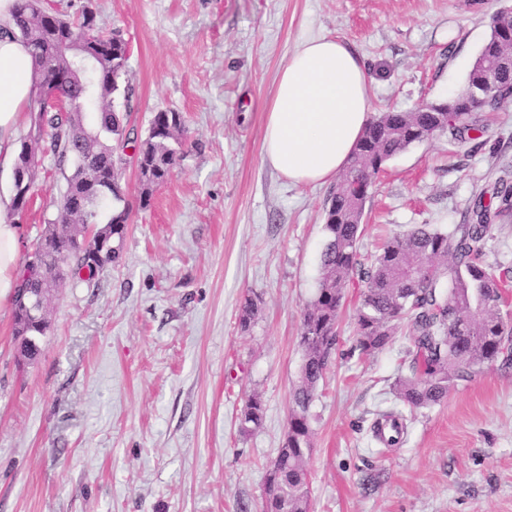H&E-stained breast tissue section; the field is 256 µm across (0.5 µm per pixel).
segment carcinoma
Wrapping results in <instances>:
<instances>
[{
    "label": "carcinoma",
    "instance_id": "1",
    "mask_svg": "<svg viewBox=\"0 0 512 512\" xmlns=\"http://www.w3.org/2000/svg\"><path fill=\"white\" fill-rule=\"evenodd\" d=\"M15 34L31 50L34 82L27 116L38 152L50 154L59 169L70 164L66 188L56 216L47 221L35 249L20 274L14 300V328L19 348L29 359L40 354V345L27 338L46 334L48 326L29 324L21 314L22 289L44 287L40 267L63 261L68 278L92 286L106 268L119 264L127 224L116 222L105 211L108 203L129 204L121 185L104 184L102 198L78 206L71 200L74 184L114 164L119 170L138 160L140 207L150 202L154 186L163 183L178 164L185 144L186 127L179 112H157L146 139L133 147L127 130L130 106L114 108L119 81L125 74L126 46L116 33L100 32L95 12L86 7L78 20L47 11L40 0H15ZM96 55L95 67L74 69L73 47ZM512 54V13L492 17L491 35L483 46L463 88L464 112L389 110L371 119L359 140L326 208V242L320 257V281L314 300L304 314L300 345L303 362L299 384L293 389V409L288 417L285 444L265 478L263 512H309V479L305 468L311 449L309 411L336 349L339 311L345 289L357 278L364 283L357 312L355 349L371 356L384 350L399 325L407 326L412 347L408 350L409 374L399 378L397 400L410 413L430 408L472 374L496 363L512 366V324L500 313L508 279L495 278L484 263L486 243L493 222L512 210V181L497 182L498 207L479 201L472 213L448 229L415 226L393 236L369 264L359 260L361 222L369 189L390 157L404 151L428 131L462 141L484 132L479 113L483 103L501 107L500 86L512 83V63L507 61L487 79L488 62ZM57 88L66 100L61 112H40L36 102L47 86ZM39 161L17 152L15 195L35 182ZM418 267L420 275L407 277ZM264 414L260 396H251L240 418V431H251ZM406 418L395 412L381 414L373 425L376 440L387 447L402 442Z\"/></svg>",
    "mask_w": 512,
    "mask_h": 512
}]
</instances>
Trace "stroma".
I'll use <instances>...</instances> for the list:
<instances>
[{
    "label": "stroma",
    "mask_w": 512,
    "mask_h": 512,
    "mask_svg": "<svg viewBox=\"0 0 512 512\" xmlns=\"http://www.w3.org/2000/svg\"><path fill=\"white\" fill-rule=\"evenodd\" d=\"M91 5L128 42L131 135L161 110L183 113L190 143L140 208L135 167L123 257L96 287L64 283L32 361L13 307L0 306V512H261L302 364L333 183L294 185L263 164L265 103L305 38H343L365 61L373 112L450 97L512 0H44L65 16ZM512 174V99L481 138L445 135L388 160L367 199L360 253L412 226L459 223ZM65 173L44 157L19 216L29 252ZM493 275L512 269V213L486 247ZM361 289L347 288L338 343L310 407L309 512H512V367L476 372L414 414L400 447L373 437L399 408L406 330L351 354ZM258 314L239 317L245 298ZM259 394L262 425L239 418Z\"/></svg>",
    "instance_id": "stroma-1"
}]
</instances>
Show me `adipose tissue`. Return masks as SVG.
<instances>
[{
	"label": "adipose tissue",
	"instance_id": "adipose-tissue-1",
	"mask_svg": "<svg viewBox=\"0 0 512 512\" xmlns=\"http://www.w3.org/2000/svg\"><path fill=\"white\" fill-rule=\"evenodd\" d=\"M14 0H0V177L13 173L17 131L29 103L33 61L11 33ZM370 76L358 53L330 35L304 40L281 70L266 106L262 155L298 185L325 183L345 168L371 115ZM21 228L0 194V304L19 285Z\"/></svg>",
	"mask_w": 512,
	"mask_h": 512
}]
</instances>
